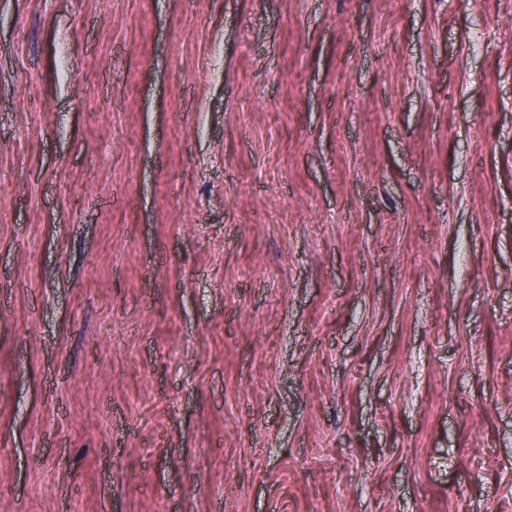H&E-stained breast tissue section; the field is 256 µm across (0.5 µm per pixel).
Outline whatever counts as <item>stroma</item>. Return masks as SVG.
Segmentation results:
<instances>
[{"label": "stroma", "mask_w": 512, "mask_h": 512, "mask_svg": "<svg viewBox=\"0 0 512 512\" xmlns=\"http://www.w3.org/2000/svg\"><path fill=\"white\" fill-rule=\"evenodd\" d=\"M0 512H512V0H0Z\"/></svg>", "instance_id": "stroma-1"}]
</instances>
